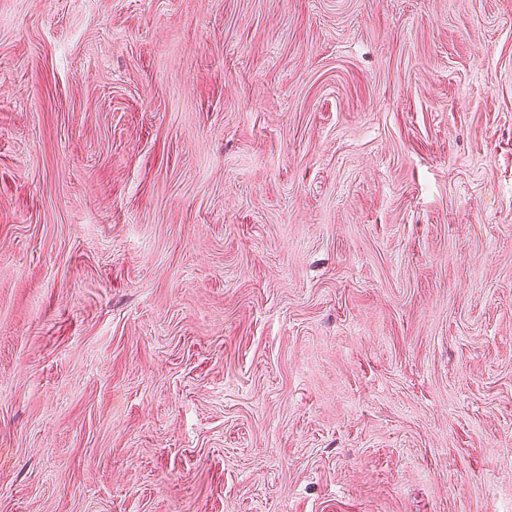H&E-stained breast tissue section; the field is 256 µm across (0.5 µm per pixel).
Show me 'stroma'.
<instances>
[{"instance_id":"1","label":"stroma","mask_w":512,"mask_h":512,"mask_svg":"<svg viewBox=\"0 0 512 512\" xmlns=\"http://www.w3.org/2000/svg\"><path fill=\"white\" fill-rule=\"evenodd\" d=\"M0 512H512V0H0Z\"/></svg>"}]
</instances>
